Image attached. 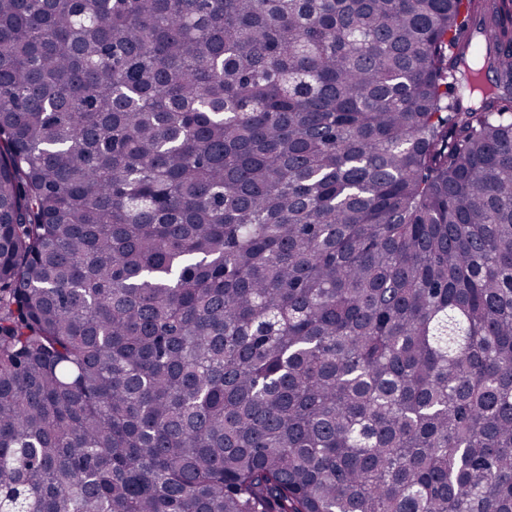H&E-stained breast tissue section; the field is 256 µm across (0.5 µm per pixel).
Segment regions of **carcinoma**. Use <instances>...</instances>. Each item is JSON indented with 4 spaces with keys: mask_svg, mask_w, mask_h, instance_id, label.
Masks as SVG:
<instances>
[{
    "mask_svg": "<svg viewBox=\"0 0 512 512\" xmlns=\"http://www.w3.org/2000/svg\"><path fill=\"white\" fill-rule=\"evenodd\" d=\"M0 512H512V0H0Z\"/></svg>",
    "mask_w": 512,
    "mask_h": 512,
    "instance_id": "1",
    "label": "carcinoma"
}]
</instances>
